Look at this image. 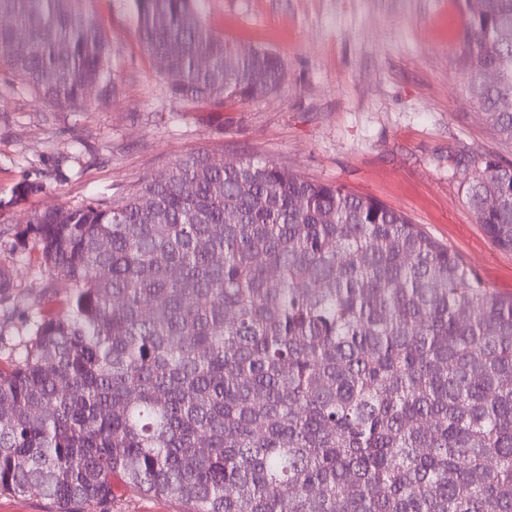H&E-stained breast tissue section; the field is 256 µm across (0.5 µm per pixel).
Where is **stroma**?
I'll return each instance as SVG.
<instances>
[{
  "mask_svg": "<svg viewBox=\"0 0 512 512\" xmlns=\"http://www.w3.org/2000/svg\"><path fill=\"white\" fill-rule=\"evenodd\" d=\"M89 8L116 78L109 106L50 108L0 76V266L18 286L0 305V372L29 319L65 307L37 249L15 250V227L161 176L197 150L256 152L375 198L447 245L490 293L512 296V252L492 243L467 201L484 158L510 163L512 150L461 86L460 0H201L213 31L240 52L275 54L285 72L278 92L221 108L170 96L130 0ZM32 181L43 191L20 195Z\"/></svg>",
  "mask_w": 512,
  "mask_h": 512,
  "instance_id": "obj_1",
  "label": "stroma"
}]
</instances>
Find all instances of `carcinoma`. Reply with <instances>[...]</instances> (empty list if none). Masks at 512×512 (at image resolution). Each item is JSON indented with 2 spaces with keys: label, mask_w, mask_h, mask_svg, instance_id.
<instances>
[{
  "label": "carcinoma",
  "mask_w": 512,
  "mask_h": 512,
  "mask_svg": "<svg viewBox=\"0 0 512 512\" xmlns=\"http://www.w3.org/2000/svg\"><path fill=\"white\" fill-rule=\"evenodd\" d=\"M131 2L175 97L282 86L267 51L225 64L197 0ZM462 4V87L512 146V0ZM0 16V71L51 107L91 109L90 86L107 100L87 0H0ZM468 202L512 251V163L487 158ZM14 238L69 310L34 320L0 372V494L56 512H112L120 483L187 512H512V298L405 214L195 151Z\"/></svg>",
  "instance_id": "obj_1"
}]
</instances>
